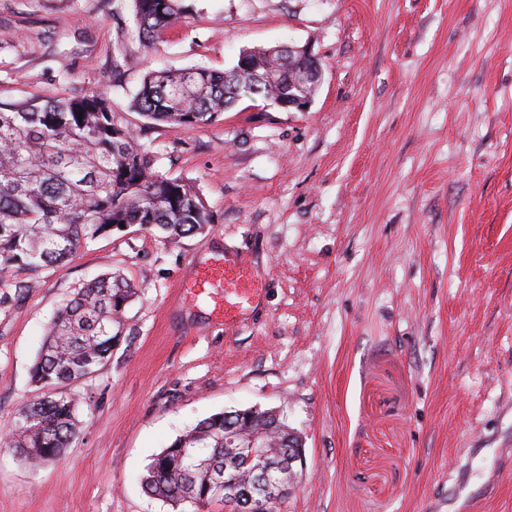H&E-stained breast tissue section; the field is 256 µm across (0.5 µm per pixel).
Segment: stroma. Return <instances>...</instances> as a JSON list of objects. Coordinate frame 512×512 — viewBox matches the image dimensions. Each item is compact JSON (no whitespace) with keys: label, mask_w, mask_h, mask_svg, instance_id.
<instances>
[{"label":"stroma","mask_w":512,"mask_h":512,"mask_svg":"<svg viewBox=\"0 0 512 512\" xmlns=\"http://www.w3.org/2000/svg\"><path fill=\"white\" fill-rule=\"evenodd\" d=\"M153 46L132 0H0V101L107 92L160 173L203 197L207 232L130 228L0 288V435L41 397L55 308L113 271L137 290L108 361L66 385L79 431L29 469L0 448V512H171L138 477L212 414L280 409L305 465L280 512H437L506 467L512 512V0H182ZM308 46L307 111L243 100L193 129L129 103L147 69L231 68ZM257 283L225 314L197 271ZM23 292H16V284ZM295 47H298V46H295ZM297 49L301 53V60H302L301 71H300L301 80L302 81L317 80L319 78L318 82H316V83L311 82V86H309L306 89V92L309 95H312V99H313V97L316 93V90L320 84L321 78H322V74H321L322 67L320 69L321 65L319 66L317 59L314 57V55H312L311 51L306 46L298 47ZM320 74H321V76H320Z\"/></svg>","instance_id":"obj_1"}]
</instances>
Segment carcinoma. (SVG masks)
<instances>
[{"label": "carcinoma", "mask_w": 512, "mask_h": 512, "mask_svg": "<svg viewBox=\"0 0 512 512\" xmlns=\"http://www.w3.org/2000/svg\"><path fill=\"white\" fill-rule=\"evenodd\" d=\"M140 37L150 46L183 19L180 0H132ZM297 53L244 49L229 70H150L129 108L154 124L209 125L242 98L268 107L288 97ZM211 223L191 185L153 168L132 128L116 123L111 98L98 91L0 104V271L24 266L38 274L74 257L87 240L131 226L170 244ZM135 289L105 272L75 290L50 321L30 369L42 388L74 383L97 371L112 354L122 316ZM78 401L43 396L18 411L15 430L0 447L40 467L61 458L77 435ZM234 427L235 447L224 440ZM259 435L273 464L288 461L294 432L280 414L221 412L199 421L156 455L140 477L143 489L174 512L224 499V478L255 479L242 445ZM194 449L190 467L182 451Z\"/></svg>", "instance_id": "1"}]
</instances>
